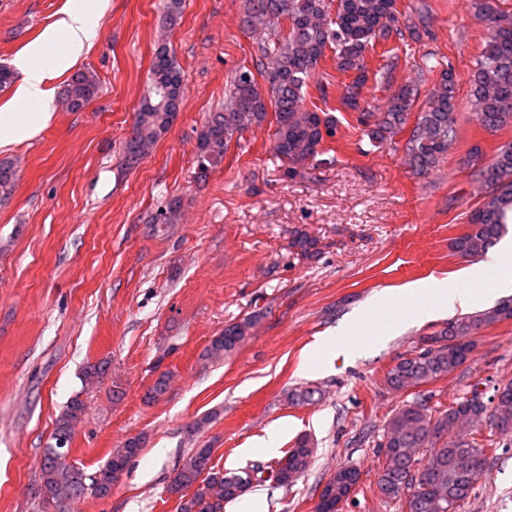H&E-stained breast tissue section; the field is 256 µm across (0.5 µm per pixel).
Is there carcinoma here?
I'll return each mask as SVG.
<instances>
[{"instance_id": "carcinoma-1", "label": "carcinoma", "mask_w": 512, "mask_h": 512, "mask_svg": "<svg viewBox=\"0 0 512 512\" xmlns=\"http://www.w3.org/2000/svg\"><path fill=\"white\" fill-rule=\"evenodd\" d=\"M396 0H245V24L275 32V40L262 46L266 60L260 74L267 82L261 92L250 70L234 72L226 81L224 108L213 113L197 133L201 164L216 166L224 160L233 138L267 120L273 110L274 152L288 163L292 172L314 159L324 137L335 134V117L307 108V82L324 58L335 50L336 68L353 74L345 85L340 103L359 109L367 82L366 53L377 43L396 36L404 38ZM475 14L485 25L488 39L476 61L471 79L470 107L479 125L496 131L512 123V14L499 0H474ZM288 22V32L277 33ZM184 76L163 47L153 65L152 89L136 113L126 161L143 157L176 116ZM100 86L88 73L75 74L63 91L72 112L82 110L97 97ZM419 96L416 85H403L387 99L381 112H362L360 124L368 128L374 142L393 140L405 128ZM427 103L418 113L406 142L410 166L418 173L437 167L458 137L455 114V78L452 68L427 90ZM472 168L485 189L483 204L469 215L468 230L453 239V250L462 257L485 253L507 232L512 223V144L497 148L484 161L478 146L462 160ZM11 163L0 161V195L14 187ZM512 319V302L499 301L491 308L460 314L421 347L400 358L385 374V385L394 391L419 387L444 378L468 359L474 343L470 337L485 326ZM251 320L229 324L212 339L206 355L219 359L231 353L244 339ZM170 375L161 373L147 393L158 400L169 387ZM495 398L479 404L473 398L447 406L430 407L415 399L393 411L386 422L378 448L385 459L376 485L386 501L399 503L400 512H446L448 505L460 508L486 477V469L474 466L475 452L483 457L496 453L501 441L512 438V381L494 388ZM85 404L74 397L55 421L54 431L42 450L40 495L61 512L67 505L89 494L108 497L117 481L114 473L126 468L144 441L133 437L109 452L107 460L93 473L52 456L58 437L73 436ZM491 422L500 440L481 439L482 426ZM212 449L194 448L175 470L167 491L178 499L177 512H224V503L243 495L264 473L271 472L276 483L290 487L310 467L314 448L300 438L272 467L257 463L238 472H224L211 466Z\"/></svg>"}]
</instances>
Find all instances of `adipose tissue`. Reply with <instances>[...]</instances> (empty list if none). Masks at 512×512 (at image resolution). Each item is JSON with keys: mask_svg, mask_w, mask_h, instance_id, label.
I'll return each instance as SVG.
<instances>
[{"mask_svg": "<svg viewBox=\"0 0 512 512\" xmlns=\"http://www.w3.org/2000/svg\"><path fill=\"white\" fill-rule=\"evenodd\" d=\"M101 17L99 0H78L48 26L28 51L22 65L23 79L16 92L17 111L0 113V147L37 135L51 117L52 98L46 88L51 74L67 70L90 46ZM512 255V238L501 241L497 257L462 270L464 287L452 290L442 282L409 283L403 290L415 301L409 315L415 319L470 309L491 299L494 292L512 289V271L497 267L499 259Z\"/></svg>", "mask_w": 512, "mask_h": 512, "instance_id": "1", "label": "adipose tissue"}]
</instances>
